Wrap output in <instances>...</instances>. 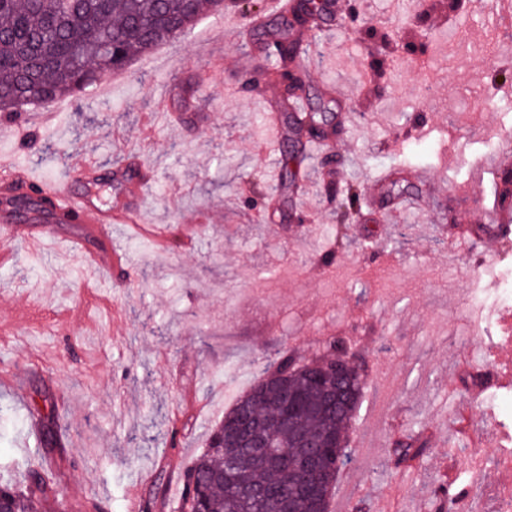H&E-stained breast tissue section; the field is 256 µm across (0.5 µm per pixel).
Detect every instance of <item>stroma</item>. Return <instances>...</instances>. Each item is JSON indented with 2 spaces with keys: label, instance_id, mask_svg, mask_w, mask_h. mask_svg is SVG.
I'll return each instance as SVG.
<instances>
[{
  "label": "stroma",
  "instance_id": "1",
  "mask_svg": "<svg viewBox=\"0 0 512 512\" xmlns=\"http://www.w3.org/2000/svg\"><path fill=\"white\" fill-rule=\"evenodd\" d=\"M360 20L339 23L352 2ZM203 12L187 32L113 74L110 95L57 101L48 127L0 119V155L20 174L71 182L92 205L125 202L73 180L93 162L150 169L139 225L167 232L163 248L125 225L111 282L85 279L72 248L7 242L0 266V479L41 455L60 482L48 512H139L177 475L257 377L264 352L309 354L340 337L369 372L349 431L351 465L333 500L363 512H435V476L480 475L471 512H501L512 493V243L456 237L480 223L476 196L493 169H512V85L493 93L488 59L512 62V23L461 0L412 20L404 0H329L306 47L305 102L338 123L308 146L296 190L278 189L293 134L274 129L278 83L259 49L280 20L269 0ZM392 173L404 195L390 191ZM354 185L357 214L341 222L337 188ZM345 225L331 264L321 230ZM63 414L45 448L32 413ZM421 423L422 457L395 465L392 443Z\"/></svg>",
  "mask_w": 512,
  "mask_h": 512
}]
</instances>
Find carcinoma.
Segmentation results:
<instances>
[{
  "mask_svg": "<svg viewBox=\"0 0 512 512\" xmlns=\"http://www.w3.org/2000/svg\"><path fill=\"white\" fill-rule=\"evenodd\" d=\"M224 7V0H192L185 11L181 0H0V114L15 117L28 111L37 100L46 104L82 92L93 86L101 73L125 69L134 55L145 53L177 37L176 29H187L206 5ZM323 4L302 0L291 15L280 20V73L299 57V46L290 30L309 23L321 14ZM296 135L310 133L314 123L327 115L299 114L289 117ZM498 200L512 210V177H500ZM341 358L352 365L341 378L333 370ZM272 375H282L288 389L299 394L303 406L293 422L283 418L280 396L272 386L258 381L240 395L224 413L234 422L241 414L252 416L277 447L294 454L295 434L313 438L334 431L348 438L366 386L365 357L351 351L342 338L326 342L324 352L305 360L294 349L281 346L276 351ZM422 446L420 432L393 442V451L402 462L417 457ZM238 456L246 465L245 485L238 493L224 490V464ZM183 492L175 512H280L279 500L267 496L254 502L252 491L278 485L288 491L291 479L261 456L246 448L224 447V424L211 432L206 448L180 474ZM55 483L40 460L27 463L13 483L0 484V501L10 512H37L55 496ZM440 512H456V500L447 487V474L435 478L433 489Z\"/></svg>",
  "mask_w": 512,
  "mask_h": 512,
  "instance_id": "1",
  "label": "carcinoma"
}]
</instances>
